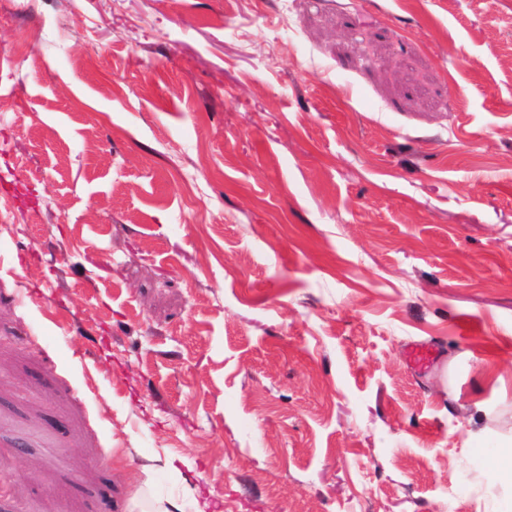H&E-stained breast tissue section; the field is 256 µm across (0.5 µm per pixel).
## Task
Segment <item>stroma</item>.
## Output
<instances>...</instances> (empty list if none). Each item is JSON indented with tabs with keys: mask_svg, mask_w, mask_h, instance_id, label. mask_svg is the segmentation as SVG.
I'll use <instances>...</instances> for the list:
<instances>
[{
	"mask_svg": "<svg viewBox=\"0 0 512 512\" xmlns=\"http://www.w3.org/2000/svg\"><path fill=\"white\" fill-rule=\"evenodd\" d=\"M510 438L512 0H0V512H497ZM146 479L144 480L139 495L134 497L132 500V505L130 508V512L133 511H142V512H169L166 502L160 499H154L152 502L144 504V492L149 488L151 482V473L152 469L147 468L145 470ZM143 510H142V509ZM149 509V510H144Z\"/></svg>",
	"mask_w": 512,
	"mask_h": 512,
	"instance_id": "obj_1",
	"label": "stroma"
}]
</instances>
